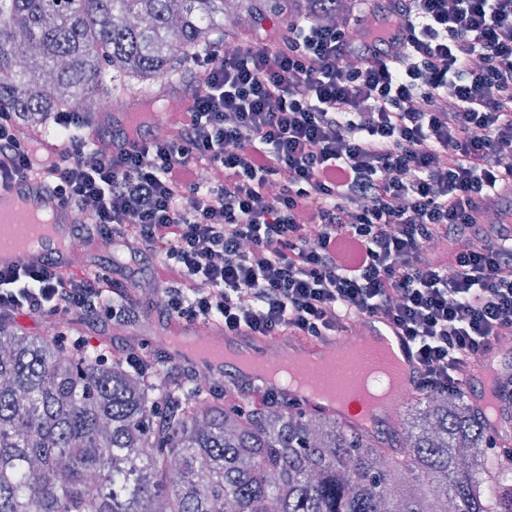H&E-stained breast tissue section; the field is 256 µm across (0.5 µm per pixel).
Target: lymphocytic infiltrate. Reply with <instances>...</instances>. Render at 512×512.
I'll use <instances>...</instances> for the list:
<instances>
[{
  "instance_id": "1",
  "label": "lymphocytic infiltrate",
  "mask_w": 512,
  "mask_h": 512,
  "mask_svg": "<svg viewBox=\"0 0 512 512\" xmlns=\"http://www.w3.org/2000/svg\"><path fill=\"white\" fill-rule=\"evenodd\" d=\"M351 27L290 22L219 68L191 55L189 110L164 136L115 131L112 155L60 112L35 166L39 132L0 106V185L42 179L84 213L81 243L112 246L102 271L0 270V319L78 353V323L149 311L315 341L376 316L412 344L416 394H464L512 336V0H371Z\"/></svg>"
}]
</instances>
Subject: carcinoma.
<instances>
[{"instance_id":"cac0c4a2","label":"carcinoma","mask_w":512,"mask_h":512,"mask_svg":"<svg viewBox=\"0 0 512 512\" xmlns=\"http://www.w3.org/2000/svg\"><path fill=\"white\" fill-rule=\"evenodd\" d=\"M253 23L318 0H235ZM228 0H0V104L38 114L149 95L224 43ZM0 321V512H512V448L467 399L422 398L397 445L291 408L242 415L191 384L146 429L161 378Z\"/></svg>"}]
</instances>
